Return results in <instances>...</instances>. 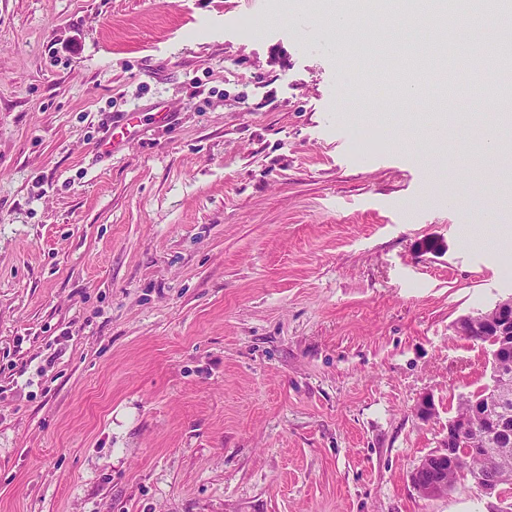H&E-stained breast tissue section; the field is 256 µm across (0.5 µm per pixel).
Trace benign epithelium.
Returning <instances> with one entry per match:
<instances>
[{"instance_id": "obj_1", "label": "benign epithelium", "mask_w": 512, "mask_h": 512, "mask_svg": "<svg viewBox=\"0 0 512 512\" xmlns=\"http://www.w3.org/2000/svg\"><path fill=\"white\" fill-rule=\"evenodd\" d=\"M455 330L462 336H472L481 332L489 337L486 352L492 360H500L512 353V295L497 302L494 312H479L458 320ZM505 378L499 373L492 383L485 386L482 394L471 398L467 409L456 411L448 417V445L443 450H435L424 456L410 472L409 481L413 489L422 498H433L448 492V485L439 479L430 483L421 480V475L438 467L452 466L463 455L483 458L486 449L470 446L467 434L473 424L480 422L491 437L508 444L512 442V416L505 409L508 393L498 388V380ZM479 491L486 499L487 512H500L502 497L499 483L495 480H478Z\"/></svg>"}]
</instances>
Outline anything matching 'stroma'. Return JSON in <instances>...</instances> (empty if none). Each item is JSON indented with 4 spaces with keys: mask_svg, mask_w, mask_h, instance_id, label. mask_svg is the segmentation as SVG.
Wrapping results in <instances>:
<instances>
[{
    "mask_svg": "<svg viewBox=\"0 0 512 512\" xmlns=\"http://www.w3.org/2000/svg\"><path fill=\"white\" fill-rule=\"evenodd\" d=\"M333 7L0 0V512H485L409 474L489 382L512 126ZM493 314L479 312L458 320L455 330L462 336H473L477 331L484 336L467 337L477 344H484L485 336H490L486 352L490 360H500L510 352L512 356V295L501 299L494 306Z\"/></svg>",
    "mask_w": 512,
    "mask_h": 512,
    "instance_id": "stroma-1",
    "label": "stroma"
}]
</instances>
